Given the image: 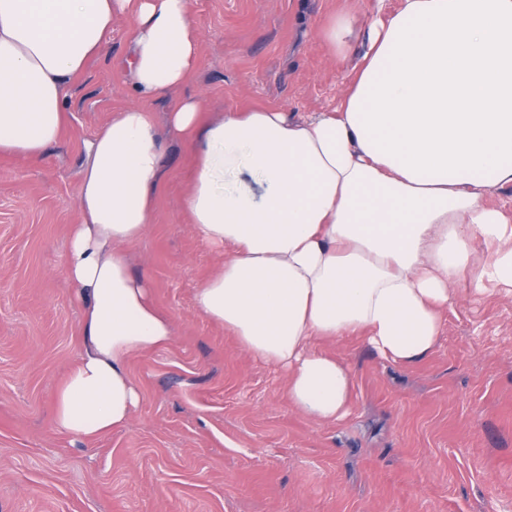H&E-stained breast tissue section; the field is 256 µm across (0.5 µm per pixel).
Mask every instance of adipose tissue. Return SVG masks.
<instances>
[{
	"label": "adipose tissue",
	"mask_w": 512,
	"mask_h": 512,
	"mask_svg": "<svg viewBox=\"0 0 512 512\" xmlns=\"http://www.w3.org/2000/svg\"><path fill=\"white\" fill-rule=\"evenodd\" d=\"M386 2L332 111L259 108L205 125L187 99L167 116L170 133L200 135L185 200L195 232L231 250L195 304L285 368L289 401L320 422L346 414L354 382L314 340L354 336L412 364L438 343L451 282L512 288V214L491 201L512 186V0ZM116 12L131 19L138 101L84 145L66 255L85 304L81 344L54 402L57 429L86 442L129 421L131 359L174 334L125 248L150 224L159 186L145 103L191 79L200 45L189 0H0V154L31 160L58 143L72 82ZM477 241L492 260L476 261Z\"/></svg>",
	"instance_id": "adipose-tissue-1"
}]
</instances>
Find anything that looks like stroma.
I'll list each match as a JSON object with an SVG mask.
<instances>
[{"instance_id":"stroma-1","label":"stroma","mask_w":512,"mask_h":512,"mask_svg":"<svg viewBox=\"0 0 512 512\" xmlns=\"http://www.w3.org/2000/svg\"><path fill=\"white\" fill-rule=\"evenodd\" d=\"M189 2L197 69L149 103L163 175L146 233L126 247L175 337L132 359L139 404L91 443L53 418L82 316L66 247L80 220L82 145L134 101L119 65L127 16L113 15L109 44L73 87L65 137L38 161L0 158V512H512V294L479 296L461 277L436 348L413 365L347 337L316 342L355 382L348 414L329 423L294 408L284 370L196 309L224 253L185 209L195 151L170 134V108L199 99L207 121L264 107L326 112L349 62L319 34L337 0Z\"/></svg>"}]
</instances>
